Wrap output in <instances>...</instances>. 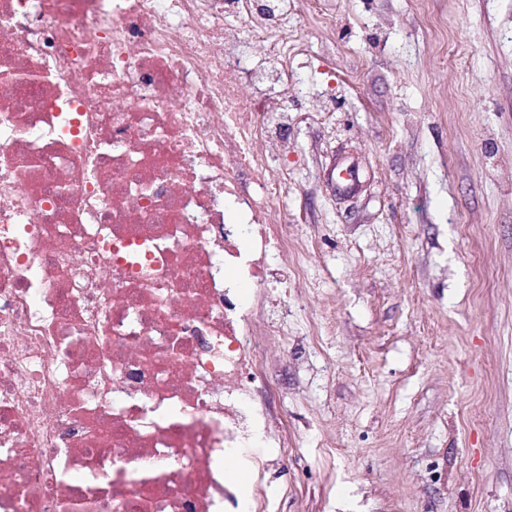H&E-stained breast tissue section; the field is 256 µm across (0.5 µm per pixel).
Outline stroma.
<instances>
[{
  "label": "stroma",
  "mask_w": 512,
  "mask_h": 512,
  "mask_svg": "<svg viewBox=\"0 0 512 512\" xmlns=\"http://www.w3.org/2000/svg\"><path fill=\"white\" fill-rule=\"evenodd\" d=\"M287 30L308 280L252 390L288 427L269 510L512 512V0H294Z\"/></svg>",
  "instance_id": "obj_1"
}]
</instances>
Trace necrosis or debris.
Returning <instances> with one entry per match:
<instances>
[{
  "label": "necrosis or debris",
  "mask_w": 512,
  "mask_h": 512,
  "mask_svg": "<svg viewBox=\"0 0 512 512\" xmlns=\"http://www.w3.org/2000/svg\"><path fill=\"white\" fill-rule=\"evenodd\" d=\"M288 5L0 0V512H225L226 457L280 444L237 289L307 279L269 165Z\"/></svg>",
  "instance_id": "4bbe7bcc"
}]
</instances>
